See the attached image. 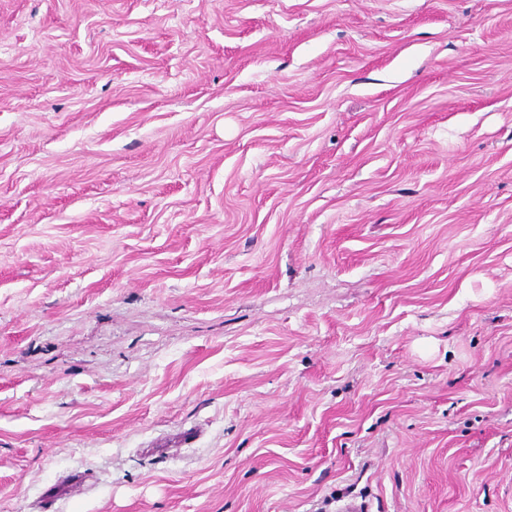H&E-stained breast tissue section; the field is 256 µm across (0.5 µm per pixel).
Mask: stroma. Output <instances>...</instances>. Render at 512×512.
I'll return each mask as SVG.
<instances>
[{"label":"stroma","instance_id":"obj_1","mask_svg":"<svg viewBox=\"0 0 512 512\" xmlns=\"http://www.w3.org/2000/svg\"><path fill=\"white\" fill-rule=\"evenodd\" d=\"M512 512V0H0V512Z\"/></svg>","mask_w":512,"mask_h":512}]
</instances>
